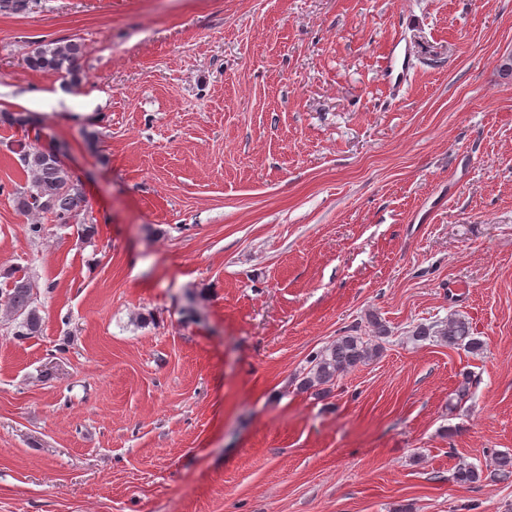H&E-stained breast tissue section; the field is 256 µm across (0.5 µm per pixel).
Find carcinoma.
<instances>
[{"mask_svg":"<svg viewBox=\"0 0 512 512\" xmlns=\"http://www.w3.org/2000/svg\"><path fill=\"white\" fill-rule=\"evenodd\" d=\"M80 56L81 44L74 40H41L29 52L25 64L32 70L56 74L75 85L80 82ZM17 154L25 184L12 192L16 209L26 216L50 214L58 224L77 221L86 204L85 193L82 184L64 165L61 150L21 144ZM7 279L8 287L0 289V307L14 322V336H33L42 327V316L36 305V285L24 274L11 272ZM433 334L446 337L450 345L462 344L473 354L484 350V342L471 336L469 323L459 316L448 317V322L433 333L424 326L415 331V336L422 339ZM376 353L377 348L361 336H341L310 360V368L302 379L301 387L327 392L339 374L366 362ZM482 475L483 470L477 466L460 464L454 472V479L471 484L479 482ZM495 475L503 481L512 478L511 454L495 456Z\"/></svg>","mask_w":512,"mask_h":512,"instance_id":"carcinoma-1","label":"carcinoma"}]
</instances>
